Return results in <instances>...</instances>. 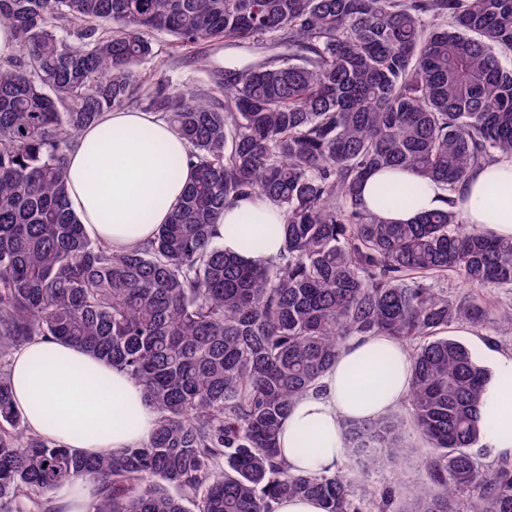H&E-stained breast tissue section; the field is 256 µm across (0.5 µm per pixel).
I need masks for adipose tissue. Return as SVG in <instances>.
Listing matches in <instances>:
<instances>
[{
    "instance_id": "obj_1",
    "label": "adipose tissue",
    "mask_w": 512,
    "mask_h": 512,
    "mask_svg": "<svg viewBox=\"0 0 512 512\" xmlns=\"http://www.w3.org/2000/svg\"><path fill=\"white\" fill-rule=\"evenodd\" d=\"M187 144L151 112L122 109L104 113L86 127L68 154L70 207L93 240L130 250L168 223L192 177ZM502 193L501 204L486 208L489 189ZM465 221L496 238L512 239V157L473 171L462 188ZM251 223H243V215ZM280 217L270 203L245 199L224 211L218 229L225 253L256 263L275 256L282 245ZM265 247L255 250L256 234ZM383 352L401 365L398 376L384 380L375 362ZM367 364L371 378L353 375ZM410 361L390 337L357 336L343 347L318 389L300 396L278 438L280 454L294 472L334 473L346 454L344 423L393 411L409 392ZM13 403L29 431L55 440L81 455L129 448L149 439L157 416L142 385L125 372L81 348L55 338L38 339L14 353L11 362ZM512 357L501 358L484 392L487 426L484 446L512 456ZM310 439L314 455L297 452Z\"/></svg>"
}]
</instances>
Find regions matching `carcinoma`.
I'll return each mask as SVG.
<instances>
[{
	"mask_svg": "<svg viewBox=\"0 0 512 512\" xmlns=\"http://www.w3.org/2000/svg\"><path fill=\"white\" fill-rule=\"evenodd\" d=\"M3 22L18 53L0 62V512H53L78 481L86 512H274L285 497L361 512L343 467L293 472L277 436L347 341L377 334L409 352L408 408L346 422V457L395 458L410 428L430 446L431 483H392L377 512H512V459L470 453L488 373L448 337L512 330L482 295L512 288V239L463 223L455 199L474 169L512 157V0H0ZM155 31L270 54L226 59L192 92L137 71ZM133 104L187 141L194 177L152 240L118 252L69 211L68 153ZM394 168L418 181L367 206L366 177ZM430 183L441 207L384 220ZM242 198L282 216L263 264L217 242ZM47 336L138 380L152 437L81 456L31 433L8 368Z\"/></svg>",
	"mask_w": 512,
	"mask_h": 512,
	"instance_id": "1",
	"label": "carcinoma"
}]
</instances>
